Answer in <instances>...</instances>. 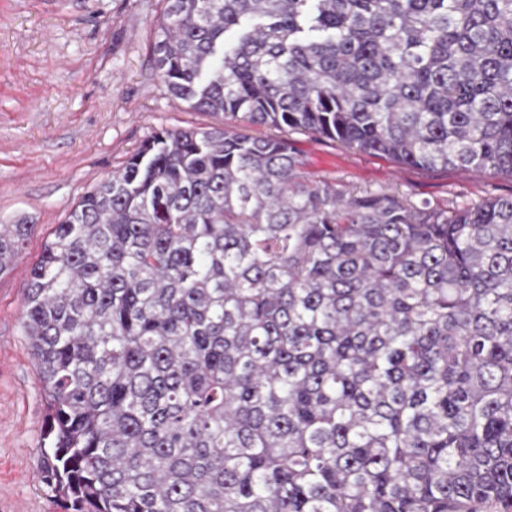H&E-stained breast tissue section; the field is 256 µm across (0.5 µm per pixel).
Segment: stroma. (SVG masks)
Listing matches in <instances>:
<instances>
[{"label":"stroma","mask_w":512,"mask_h":512,"mask_svg":"<svg viewBox=\"0 0 512 512\" xmlns=\"http://www.w3.org/2000/svg\"><path fill=\"white\" fill-rule=\"evenodd\" d=\"M160 0H0V224L24 220L0 275V512H66L41 483L47 406L22 328L24 289L65 210L162 128L215 116L169 95L149 56ZM305 171L451 207L512 195V176L427 170L300 135Z\"/></svg>","instance_id":"35a3bbf8"}]
</instances>
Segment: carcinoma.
Wrapping results in <instances>:
<instances>
[{"label": "carcinoma", "mask_w": 512, "mask_h": 512, "mask_svg": "<svg viewBox=\"0 0 512 512\" xmlns=\"http://www.w3.org/2000/svg\"><path fill=\"white\" fill-rule=\"evenodd\" d=\"M163 2L154 69L220 122L154 132L30 271L42 484L73 512H507L512 196L343 189L291 135L512 176V0ZM28 232L0 224V273Z\"/></svg>", "instance_id": "cac0c4a2"}]
</instances>
